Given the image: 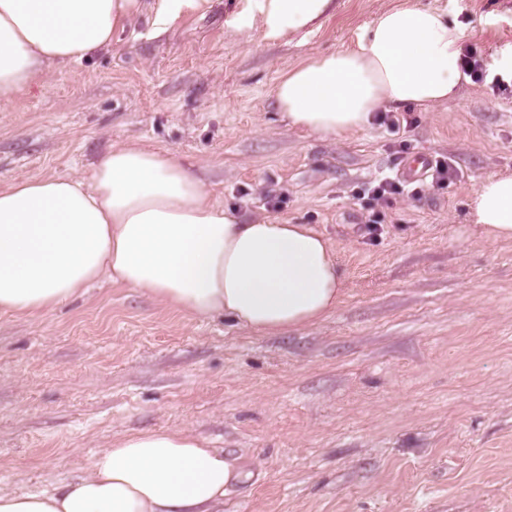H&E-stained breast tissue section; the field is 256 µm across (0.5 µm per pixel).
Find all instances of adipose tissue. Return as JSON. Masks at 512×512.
<instances>
[{"label": "adipose tissue", "instance_id": "obj_1", "mask_svg": "<svg viewBox=\"0 0 512 512\" xmlns=\"http://www.w3.org/2000/svg\"><path fill=\"white\" fill-rule=\"evenodd\" d=\"M209 0H0V99L57 65L112 44L150 11L158 32ZM334 0H249L266 38L321 21ZM466 26L405 0L382 10L355 46L306 57L272 88L289 126L320 137L364 130L374 112L455 99ZM467 221L512 241V173L486 176ZM107 281L198 318L230 317L264 334L300 330L338 307L339 254L307 224L246 223L214 201L173 155L129 143L89 175L30 176L0 188V315L46 312ZM250 475L186 430L140 431L99 452L86 474L30 494L0 493V512H223Z\"/></svg>", "mask_w": 512, "mask_h": 512}]
</instances>
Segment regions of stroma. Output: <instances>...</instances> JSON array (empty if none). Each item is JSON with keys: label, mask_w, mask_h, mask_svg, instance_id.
Wrapping results in <instances>:
<instances>
[{"label": "stroma", "mask_w": 512, "mask_h": 512, "mask_svg": "<svg viewBox=\"0 0 512 512\" xmlns=\"http://www.w3.org/2000/svg\"><path fill=\"white\" fill-rule=\"evenodd\" d=\"M399 2L336 0L319 27L275 40L244 0H211L162 34L139 16L110 49L0 100V188L89 174L136 142L172 153L245 222L315 226L345 273L336 312L275 335L109 282L0 315V490L39 492L125 435L186 428L252 471L224 512H512V242L465 223L481 180L512 172V92L471 82L410 106L397 139L374 122L308 134L271 95ZM419 2L468 25L483 57L512 46V0ZM403 142L456 177L393 196L382 234L365 238L370 209L351 191ZM271 188L286 196L276 209Z\"/></svg>", "instance_id": "stroma-1"}]
</instances>
